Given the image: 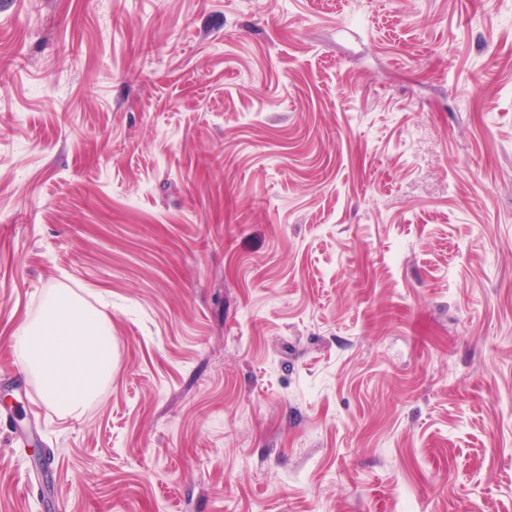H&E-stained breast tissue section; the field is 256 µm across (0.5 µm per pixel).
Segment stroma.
<instances>
[{"mask_svg":"<svg viewBox=\"0 0 512 512\" xmlns=\"http://www.w3.org/2000/svg\"><path fill=\"white\" fill-rule=\"evenodd\" d=\"M0 394V512H512V0H0ZM13 347L65 416L96 399L112 378V330L72 295L53 293L37 323L15 330Z\"/></svg>","mask_w":512,"mask_h":512,"instance_id":"35a3bbf8","label":"stroma"}]
</instances>
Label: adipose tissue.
I'll return each mask as SVG.
<instances>
[{
  "label": "adipose tissue",
  "instance_id": "obj_1",
  "mask_svg": "<svg viewBox=\"0 0 512 512\" xmlns=\"http://www.w3.org/2000/svg\"><path fill=\"white\" fill-rule=\"evenodd\" d=\"M13 347L46 400L66 416L96 399L112 377V330L72 295L55 293L37 323L15 330Z\"/></svg>",
  "mask_w": 512,
  "mask_h": 512
}]
</instances>
